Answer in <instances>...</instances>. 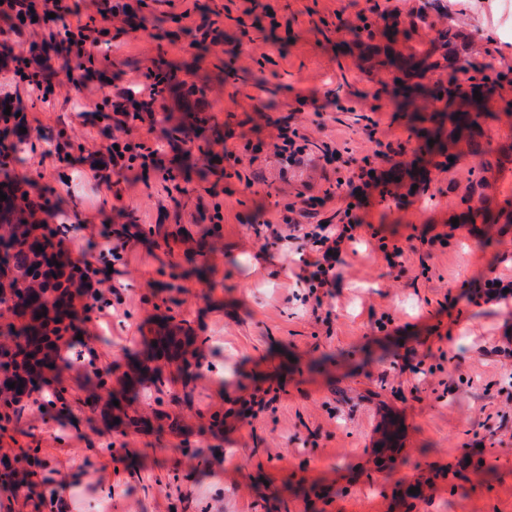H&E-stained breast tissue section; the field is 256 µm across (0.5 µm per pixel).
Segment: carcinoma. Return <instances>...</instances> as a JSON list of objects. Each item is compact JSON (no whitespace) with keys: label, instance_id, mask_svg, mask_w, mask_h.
<instances>
[{"label":"carcinoma","instance_id":"carcinoma-1","mask_svg":"<svg viewBox=\"0 0 512 512\" xmlns=\"http://www.w3.org/2000/svg\"><path fill=\"white\" fill-rule=\"evenodd\" d=\"M470 42V35L451 15L448 25L434 30L430 43L433 50H445L452 74L448 75V85L439 86L433 94L434 99L443 102V108L427 117L421 115L422 109L416 102L424 88L421 80L438 67V63L430 61L432 50H396L380 66L399 73L401 83L393 84L392 102L396 111L411 114L412 131L420 141V150L441 154L448 148V156L456 158L458 154L453 148L462 143L463 154L475 160L468 171L467 192L460 198L463 211L458 215L461 223L475 229L479 224H496L502 217L512 224V189L500 202L477 193L489 186L487 174H495L497 180L512 174V151L493 143L483 129L492 94L502 88V80L494 71L470 74ZM476 91L481 93L482 100L474 98ZM0 191L7 195V199L0 200V284L9 290L11 312L19 320V325L9 326L0 342V372L4 374L0 381V433L5 434L13 423L14 403L22 392H35L42 385L55 382L56 401L66 406L68 389L63 375L73 361L61 354L59 342L82 330V325L90 320L92 303L87 289L74 286L77 267L70 255L54 243L55 230L36 228L35 201L25 193L15 192L10 185H0ZM39 245L40 251L36 250ZM54 260L61 264V271L53 277L46 268ZM194 344L195 337L186 322L175 325L168 320L159 324L146 342L152 349L151 358L166 355L181 362L185 370L191 367L188 354ZM147 370L139 353L134 352L128 357V371L117 378L120 389L112 386L114 372L110 367L93 371L87 384L95 391H103L106 403L121 415L125 413L121 401L126 399L132 382L141 379ZM10 382H21L23 387L11 388ZM115 400L120 405H113Z\"/></svg>","mask_w":512,"mask_h":512}]
</instances>
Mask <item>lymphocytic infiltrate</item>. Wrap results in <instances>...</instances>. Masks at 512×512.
I'll return each instance as SVG.
<instances>
[{
    "instance_id": "lymphocytic-infiltrate-1",
    "label": "lymphocytic infiltrate",
    "mask_w": 512,
    "mask_h": 512,
    "mask_svg": "<svg viewBox=\"0 0 512 512\" xmlns=\"http://www.w3.org/2000/svg\"><path fill=\"white\" fill-rule=\"evenodd\" d=\"M171 0H94L97 13L83 16L76 5L67 0H0V35H36L39 25H53L52 37L69 53L87 63L104 59L111 66L119 61L108 50L105 22L120 20L123 24H137L147 29L150 22L146 15L147 4H170ZM50 66L49 57L32 52H17L9 45L0 46V129L23 127L34 130V118L23 109L18 97V87L36 96L42 103H49L55 93L54 86L44 84L42 74ZM180 100L160 96L152 73H144L142 81L113 86L111 93L102 96L94 105L96 116L112 121L113 133L104 150L108 161L105 167L94 168L96 183H111L113 177L124 176L134 168L159 166L160 151L154 139L157 113L173 114L182 111ZM359 183L357 192L346 194V206L341 223L302 224L289 222L287 230L296 239L310 246L316 257L310 260L311 271L304 282L310 294L331 287L337 277V253L342 244L354 242L362 219L355 211L360 195L377 187L380 176L374 175L368 165L358 166L352 174Z\"/></svg>"
}]
</instances>
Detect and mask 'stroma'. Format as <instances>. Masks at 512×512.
<instances>
[{
    "label": "stroma",
    "mask_w": 512,
    "mask_h": 512,
    "mask_svg": "<svg viewBox=\"0 0 512 512\" xmlns=\"http://www.w3.org/2000/svg\"><path fill=\"white\" fill-rule=\"evenodd\" d=\"M230 7L224 53L215 55L196 29L157 14L138 36L120 34L119 70L94 65L89 83L111 92L115 77L147 70L177 74L174 93L224 90L200 125L194 149L162 139V167L133 170L117 187H96L88 163L43 159L51 139L86 131L77 101L21 100L40 112L43 134H28L11 172L27 174L31 191L53 187L60 209L96 225L94 238L70 235V253L99 254L113 229L145 230L112 264L121 311L91 321L75 350L95 348L98 367L122 372L155 320L188 321L199 366L163 365V388L141 387L131 408L177 419L180 430L117 428L91 408L80 382L86 361L64 374L66 413L26 405L0 456L28 451L37 459L35 491L0 484V512H44L64 475L82 479L63 500L68 512H512V302L487 299L486 280L512 281V224L491 231L453 226L474 161L433 166L407 117L394 111L368 37L333 25L398 16L415 47H430L432 26L447 16L468 24L474 70L512 82V15L504 0H443V14L417 22L416 0H208ZM288 102L276 120L308 139L299 162L273 153L271 125L254 112V74ZM377 122L369 133L365 120ZM391 143L387 158L376 140ZM249 152H241L242 141ZM224 142L228 176L208 173L202 151ZM336 148L330 165L322 145ZM370 159L382 176L397 167L427 168L428 188L410 178L370 191L358 210L365 225L346 248L339 276L320 300L299 280L297 242L254 233L261 221L285 224L292 206L302 223L338 222V181ZM206 169L199 178L197 169ZM255 178L246 190L245 177ZM401 247L379 251L377 238ZM200 248L206 281L184 257ZM265 406H256L257 398ZM223 414L214 426V414ZM403 430L392 454H379L389 421ZM111 483V500L98 489ZM410 486L416 498L403 497Z\"/></svg>",
    "instance_id": "35a3bbf8"
}]
</instances>
